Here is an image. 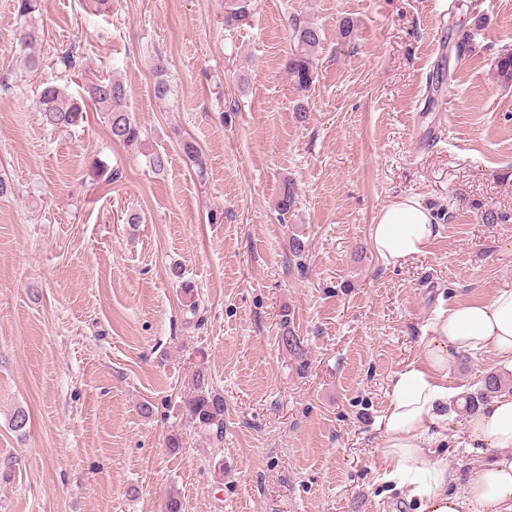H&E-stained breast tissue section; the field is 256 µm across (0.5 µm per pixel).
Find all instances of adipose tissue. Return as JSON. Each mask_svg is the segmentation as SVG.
Masks as SVG:
<instances>
[{
	"label": "adipose tissue",
	"instance_id": "obj_1",
	"mask_svg": "<svg viewBox=\"0 0 512 512\" xmlns=\"http://www.w3.org/2000/svg\"><path fill=\"white\" fill-rule=\"evenodd\" d=\"M434 209L418 197L383 206L370 229L374 251L388 267H403L428 253L441 235ZM435 336L415 361L393 373L381 418L378 450L383 477L419 512H512V395L491 399L466 424V436L486 455L466 474L440 456L448 445V365L453 353L489 351L512 362V286L491 301L462 302L442 310ZM464 483V493L453 490Z\"/></svg>",
	"mask_w": 512,
	"mask_h": 512
}]
</instances>
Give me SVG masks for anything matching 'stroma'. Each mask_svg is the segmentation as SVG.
Listing matches in <instances>:
<instances>
[{"label": "stroma", "mask_w": 512, "mask_h": 512, "mask_svg": "<svg viewBox=\"0 0 512 512\" xmlns=\"http://www.w3.org/2000/svg\"><path fill=\"white\" fill-rule=\"evenodd\" d=\"M225 4L44 0L33 72L0 0V176L15 187L0 197V512H164L172 491L185 512H393L376 452L389 377L440 310L512 284V87L495 70L512 0H256L229 31ZM296 14L323 31L303 95L285 68ZM74 45L68 75L57 60ZM88 74L127 84L140 144L114 143L93 109L74 133L44 126L40 82L74 92ZM287 180L298 199L282 223ZM404 196L429 202L442 233L392 270L370 226ZM489 208L508 222L483 223ZM199 369L224 396L223 435L180 411ZM496 370L512 363L457 353L448 384L470 392ZM467 419L449 415L461 472L478 459Z\"/></svg>", "instance_id": "35a3bbf8"}]
</instances>
